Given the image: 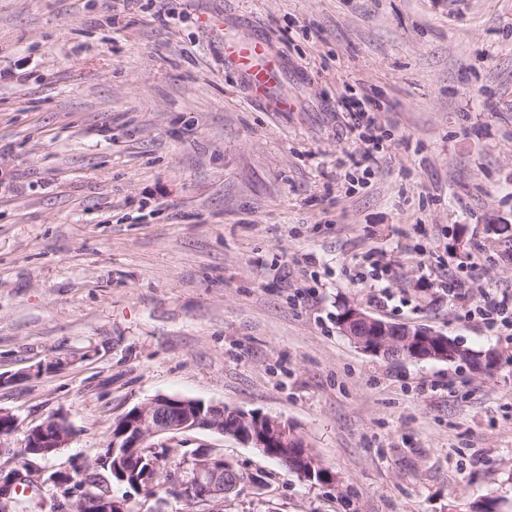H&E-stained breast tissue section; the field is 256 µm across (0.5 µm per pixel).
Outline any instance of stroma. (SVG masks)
<instances>
[{"mask_svg":"<svg viewBox=\"0 0 512 512\" xmlns=\"http://www.w3.org/2000/svg\"><path fill=\"white\" fill-rule=\"evenodd\" d=\"M250 31L307 72L294 111L225 66ZM504 224L512 0H0V456L38 481L24 512H57L58 477L159 394L286 421L332 475L160 439L258 476L221 512H512V330L476 311L512 294ZM347 307L502 359L370 356ZM53 415L70 443L23 456Z\"/></svg>","mask_w":512,"mask_h":512,"instance_id":"obj_1","label":"stroma"}]
</instances>
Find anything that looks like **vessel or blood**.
<instances>
[{
	"instance_id": "b4317fda",
	"label": "vessel or blood",
	"mask_w": 512,
	"mask_h": 512,
	"mask_svg": "<svg viewBox=\"0 0 512 512\" xmlns=\"http://www.w3.org/2000/svg\"><path fill=\"white\" fill-rule=\"evenodd\" d=\"M224 61L242 75L254 100L270 105L275 112L290 110L288 99L277 96L275 89L292 73L282 54L265 37L251 33L240 40L225 41Z\"/></svg>"
}]
</instances>
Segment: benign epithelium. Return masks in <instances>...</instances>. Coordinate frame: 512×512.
Segmentation results:
<instances>
[{"label":"benign epithelium","mask_w":512,"mask_h":512,"mask_svg":"<svg viewBox=\"0 0 512 512\" xmlns=\"http://www.w3.org/2000/svg\"><path fill=\"white\" fill-rule=\"evenodd\" d=\"M342 333L350 337L365 353L385 360H443L451 361L454 356L448 347L436 341L433 334L424 335L406 326L395 329L356 308L348 309L341 321ZM224 406L203 405L197 400L185 397L158 395L134 407L129 414L117 417L121 422L119 430L112 434V448H140L148 440L171 434L194 430H212L223 435H232L224 429ZM257 432L260 437L252 444L254 448L282 449L276 455L285 466L292 464V444L299 436L285 422L272 417L257 416ZM74 434L73 427L62 417L52 416L43 423L27 430L28 448L40 453L59 450L69 444ZM169 484L175 485L179 495L189 505L218 507L223 505L224 496L236 491L242 484L256 483V479L244 474V480L234 475V466L224 460L221 454L198 453L194 464H182L176 470H167ZM25 480L18 471L5 474L0 471V512H10L14 502L13 494L20 492V482ZM62 512H126L124 505L112 499V491L102 484L91 485L83 493L65 498Z\"/></svg>","instance_id":"obj_1"}]
</instances>
